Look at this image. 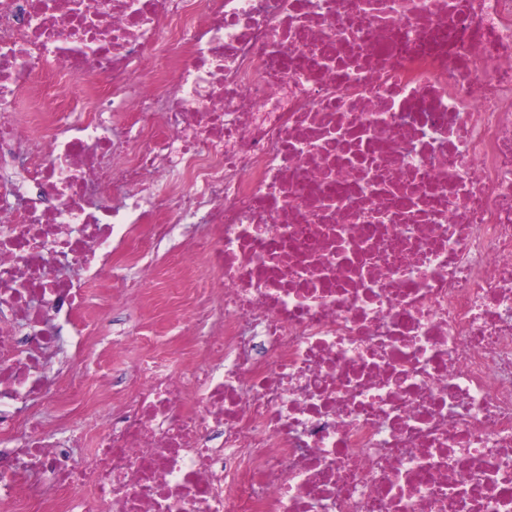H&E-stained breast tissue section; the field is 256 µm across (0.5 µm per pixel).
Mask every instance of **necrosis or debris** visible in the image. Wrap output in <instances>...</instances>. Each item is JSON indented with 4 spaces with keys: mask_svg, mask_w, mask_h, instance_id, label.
<instances>
[{
    "mask_svg": "<svg viewBox=\"0 0 512 512\" xmlns=\"http://www.w3.org/2000/svg\"><path fill=\"white\" fill-rule=\"evenodd\" d=\"M193 224L176 371L89 289L141 309ZM75 362L114 409L64 442L20 414L77 404ZM0 493L512 512V0H0Z\"/></svg>",
    "mask_w": 512,
    "mask_h": 512,
    "instance_id": "obj_1",
    "label": "necrosis or debris"
}]
</instances>
